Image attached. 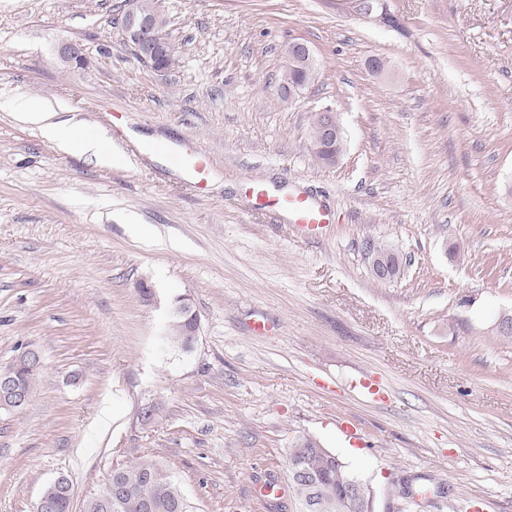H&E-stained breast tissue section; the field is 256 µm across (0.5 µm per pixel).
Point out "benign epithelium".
I'll return each mask as SVG.
<instances>
[{"mask_svg":"<svg viewBox=\"0 0 512 512\" xmlns=\"http://www.w3.org/2000/svg\"><path fill=\"white\" fill-rule=\"evenodd\" d=\"M120 28L124 41L145 63L159 73H167L177 62L178 48L167 36V20L161 11L145 13L141 10L139 0H129L120 17ZM59 57L68 67L84 69L88 66V54L84 45L78 41L67 40L59 48ZM285 57L296 63L311 64L314 55L310 46L300 40L289 42L285 47ZM319 134L315 143L319 148L343 138L342 129L336 121L327 118V113H320ZM372 271L385 280L392 279L401 272L402 257L396 251L375 255L371 260ZM28 393L14 381L11 373L0 371V404L11 405L18 409L25 405Z\"/></svg>","mask_w":512,"mask_h":512,"instance_id":"obj_1","label":"benign epithelium"}]
</instances>
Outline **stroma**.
<instances>
[{"mask_svg": "<svg viewBox=\"0 0 512 512\" xmlns=\"http://www.w3.org/2000/svg\"><path fill=\"white\" fill-rule=\"evenodd\" d=\"M383 2L156 0L180 51L161 74L124 43L123 0H0V367L42 359L27 404L0 410V512H35L62 474L81 512L145 457L193 512H299L254 489L288 483L302 435L370 482L375 512H512V0ZM66 39L88 69L61 62ZM295 39L318 76L288 102ZM27 97L110 164L20 121L7 104ZM326 108L333 166L309 140ZM254 184L332 220L304 237L255 211ZM369 239L398 279L373 278ZM180 298L200 320L187 352L163 345ZM325 111L330 112V113H335V115H336V112H333L331 109H326ZM318 112H320V111H318ZM318 112L314 113V116L312 118V122L310 125V140H312L311 139L312 133L315 132V130L313 128V124L315 122V117ZM327 112L319 113L321 116V121L319 124V134L314 140H315V143L317 145H319V149H325L324 145L331 143V142H336L335 147L329 151H326V150H321L319 152L313 151V154H314L316 160L320 164L330 166V165L336 164V162H334V163L326 162V155L335 154V153L341 154L342 150L344 149V141L341 142V141H336V140L342 139L344 136H343L342 129L338 125H336V123L340 125L337 115H336V119L329 120L327 118V114H328ZM60 146L65 152L88 155L103 164L109 161V157L102 143L91 136L76 134L70 138L61 140ZM183 166L188 173V177L194 189L198 193L206 190V181L208 175L209 161L205 155L195 154L183 159Z\"/></svg>", "mask_w": 512, "mask_h": 512, "instance_id": "stroma-1", "label": "stroma"}]
</instances>
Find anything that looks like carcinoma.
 <instances>
[{"instance_id": "1", "label": "carcinoma", "mask_w": 512, "mask_h": 512, "mask_svg": "<svg viewBox=\"0 0 512 512\" xmlns=\"http://www.w3.org/2000/svg\"><path fill=\"white\" fill-rule=\"evenodd\" d=\"M314 79L315 74L294 70L289 62L279 76V80H289L301 88ZM185 319L182 314L170 317V341L187 350L194 339L185 335ZM12 366L16 368L20 383L28 392H33L40 367L29 366L22 359L14 360ZM298 468L315 474L321 486L320 491L314 494L306 490L296 492L302 512H366L364 504L345 492L356 472L336 454L324 449L318 440L304 435L298 437L296 446L289 451V470ZM111 475L126 486L128 495L109 505L98 493L85 501L84 512H140L136 504L141 501L150 503V512H193L192 505L169 470L153 459L143 458L133 464L116 467ZM42 494L53 500V512H70V502L57 485L47 484Z\"/></svg>"}]
</instances>
